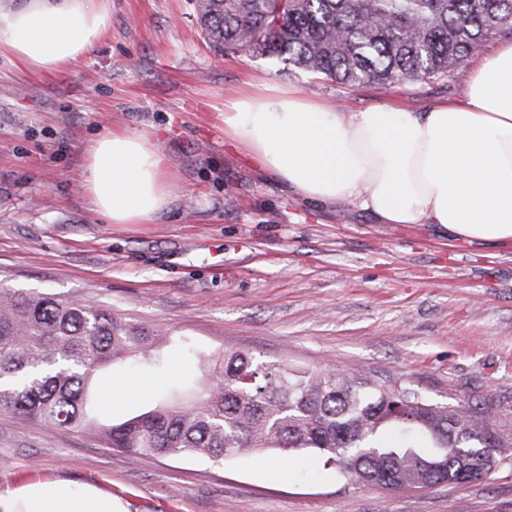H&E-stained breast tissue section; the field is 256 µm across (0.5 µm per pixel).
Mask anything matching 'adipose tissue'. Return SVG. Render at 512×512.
I'll return each mask as SVG.
<instances>
[{
  "mask_svg": "<svg viewBox=\"0 0 512 512\" xmlns=\"http://www.w3.org/2000/svg\"><path fill=\"white\" fill-rule=\"evenodd\" d=\"M110 22L105 0H29L0 9V51L56 73L87 56ZM224 133L306 200L348 203L382 224H437L470 243L512 242V43L472 71L457 104L345 114L301 90L276 89L225 105ZM82 185L109 224L152 223L174 192L155 143L118 131L90 143ZM0 512L123 506L110 493L60 479L0 495Z\"/></svg>",
  "mask_w": 512,
  "mask_h": 512,
  "instance_id": "obj_1",
  "label": "adipose tissue"
}]
</instances>
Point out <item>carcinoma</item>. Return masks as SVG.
I'll return each instance as SVG.
<instances>
[{
    "label": "carcinoma",
    "mask_w": 512,
    "mask_h": 512,
    "mask_svg": "<svg viewBox=\"0 0 512 512\" xmlns=\"http://www.w3.org/2000/svg\"><path fill=\"white\" fill-rule=\"evenodd\" d=\"M205 38L347 89L461 78L485 41L512 36V0H196ZM161 331L82 300L0 288V414L95 435L132 457L312 452L348 481L432 486L473 479L474 448L512 455L494 419L364 373L188 351L212 378L174 386L154 409L112 424L92 413L99 375L123 361L166 365Z\"/></svg>",
    "instance_id": "obj_1"
}]
</instances>
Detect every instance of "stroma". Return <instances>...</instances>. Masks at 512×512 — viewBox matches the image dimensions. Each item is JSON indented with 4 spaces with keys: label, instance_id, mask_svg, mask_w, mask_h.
<instances>
[{
    "label": "stroma",
    "instance_id": "1",
    "mask_svg": "<svg viewBox=\"0 0 512 512\" xmlns=\"http://www.w3.org/2000/svg\"><path fill=\"white\" fill-rule=\"evenodd\" d=\"M111 25L70 68L44 75L0 57V286L82 299L169 334L145 397L191 372L179 346L336 365L493 416L512 436V246L448 240L300 199L224 136L227 102L297 87L340 112H413L464 99L454 78L349 90L258 53L206 43L194 0H107ZM148 135L177 187L151 224H108L81 182L90 141ZM284 462L288 478L267 466ZM63 479L126 512H512V458L480 481L391 492L357 486L306 453L137 460L90 435L0 415V493Z\"/></svg>",
    "mask_w": 512,
    "mask_h": 512
}]
</instances>
